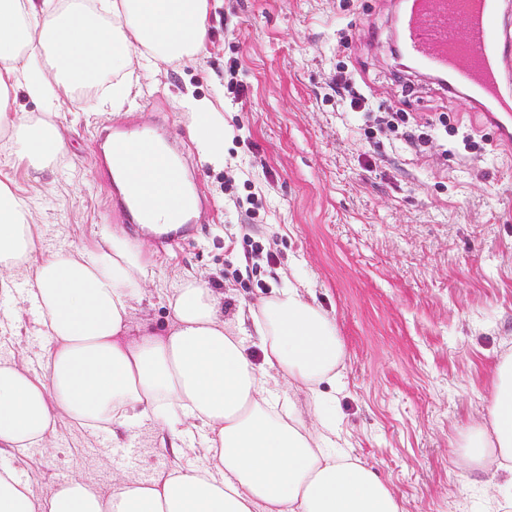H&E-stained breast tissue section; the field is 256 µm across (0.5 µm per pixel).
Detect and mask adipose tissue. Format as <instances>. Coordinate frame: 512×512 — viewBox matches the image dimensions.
Returning a JSON list of instances; mask_svg holds the SVG:
<instances>
[{
  "instance_id": "adipose-tissue-1",
  "label": "adipose tissue",
  "mask_w": 512,
  "mask_h": 512,
  "mask_svg": "<svg viewBox=\"0 0 512 512\" xmlns=\"http://www.w3.org/2000/svg\"><path fill=\"white\" fill-rule=\"evenodd\" d=\"M209 0H0V154L40 174L53 170L67 142L52 115L58 94L90 89L118 74L112 99L130 94L136 69L192 58L205 49ZM40 106L18 109L15 90ZM205 159L223 164L224 130L208 100L186 103ZM151 137L127 156L110 155L124 196L146 225L182 224L196 201L167 187ZM91 256L43 254L31 230V200L0 180V288L23 272L29 297L54 342L43 373L0 360V447L41 442L59 416L81 425L135 426L185 419L201 426L207 453L165 476L124 482L110 495L81 478L46 500L0 469V512H401L370 469L336 453L333 405L322 383H335L343 361L336 327L296 287L281 288L248 314L264 365L256 367L238 331L224 322L221 300L197 279L168 297L175 322L163 332L132 330L130 302L142 286V249L108 234ZM276 372L318 400L319 426L279 412ZM489 425L467 443L472 465L512 469V356L497 366Z\"/></svg>"
}]
</instances>
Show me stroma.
I'll return each instance as SVG.
<instances>
[{
    "instance_id": "35a3bbf8",
    "label": "stroma",
    "mask_w": 512,
    "mask_h": 512,
    "mask_svg": "<svg viewBox=\"0 0 512 512\" xmlns=\"http://www.w3.org/2000/svg\"><path fill=\"white\" fill-rule=\"evenodd\" d=\"M210 4L204 54L140 72L115 107L62 97L55 120L69 154L54 175L38 183L15 163L0 179L33 198L44 253L92 249L106 230L140 239L115 201L101 136H162L201 216L190 233L145 246L133 327L172 326L166 295L190 275L221 296L232 326L294 285L335 321L344 348L340 379L322 387L337 448L373 470L402 512H497L512 477L468 467L460 447L512 354V149L464 92L397 68V0ZM344 69L365 109L336 96ZM185 94L214 102L223 165L202 162ZM424 131L423 147L405 138ZM242 327L262 365L252 325ZM51 349L15 275L0 292V360L38 375ZM205 454L197 428L87 429L63 416L37 444L0 447V466L45 499L71 476L107 493Z\"/></svg>"
}]
</instances>
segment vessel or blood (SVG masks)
Listing matches in <instances>:
<instances>
[{
    "mask_svg": "<svg viewBox=\"0 0 512 512\" xmlns=\"http://www.w3.org/2000/svg\"><path fill=\"white\" fill-rule=\"evenodd\" d=\"M401 26L404 50L417 63L449 74L451 86L489 105L498 97V77L512 64L499 0H413ZM465 37H458V30Z\"/></svg>",
    "mask_w": 512,
    "mask_h": 512,
    "instance_id": "1",
    "label": "vessel or blood"
}]
</instances>
